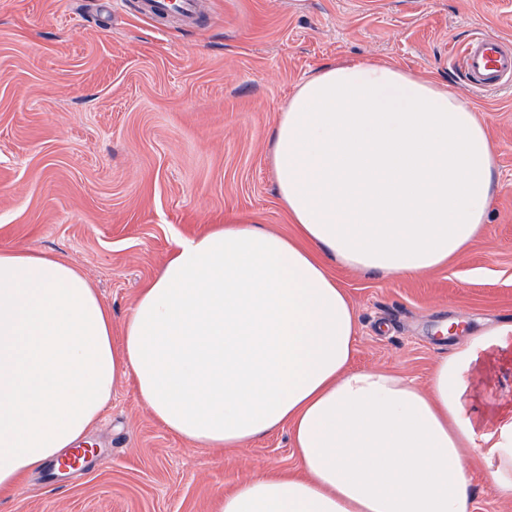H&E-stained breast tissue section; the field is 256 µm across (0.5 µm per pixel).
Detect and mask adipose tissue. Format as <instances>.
I'll list each match as a JSON object with an SVG mask.
<instances>
[{"instance_id":"1","label":"adipose tissue","mask_w":512,"mask_h":512,"mask_svg":"<svg viewBox=\"0 0 512 512\" xmlns=\"http://www.w3.org/2000/svg\"><path fill=\"white\" fill-rule=\"evenodd\" d=\"M271 158L297 237L237 222L176 238L118 343L75 265L0 248V495L74 447L129 381L197 448L288 429L297 470L256 475L215 512H472L463 374L512 324L440 357L422 386L357 369V316L328 267L418 276L465 256L497 191L486 128L443 85L354 61L297 86ZM482 453L512 502V422Z\"/></svg>"}]
</instances>
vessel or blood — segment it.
Masks as SVG:
<instances>
[{"label": "vessel or blood", "mask_w": 512, "mask_h": 512, "mask_svg": "<svg viewBox=\"0 0 512 512\" xmlns=\"http://www.w3.org/2000/svg\"><path fill=\"white\" fill-rule=\"evenodd\" d=\"M203 4L204 0H140V10L162 24L173 19L191 23ZM454 67L473 92L511 88L512 41L475 31L456 54Z\"/></svg>", "instance_id": "1"}]
</instances>
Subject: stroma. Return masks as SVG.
I'll return each mask as SVG.
<instances>
[{
  "label": "stroma",
  "mask_w": 512,
  "mask_h": 512,
  "mask_svg": "<svg viewBox=\"0 0 512 512\" xmlns=\"http://www.w3.org/2000/svg\"><path fill=\"white\" fill-rule=\"evenodd\" d=\"M474 29L512 39V0H208L192 28L160 26L135 0H0V247L76 265L120 340L176 237L235 221L294 234L270 140L298 84L329 64H393L473 109L500 184L486 236L460 261L416 277L332 268L358 315L354 368L425 383L465 336L512 319V89L461 82L453 56ZM464 382L472 512H512L476 453L512 421V336L479 348ZM83 444L99 459L51 486L33 473L0 512H213L256 474L297 467L284 429L221 453L191 447L129 382Z\"/></svg>",
  "instance_id": "35a3bbf8"
}]
</instances>
